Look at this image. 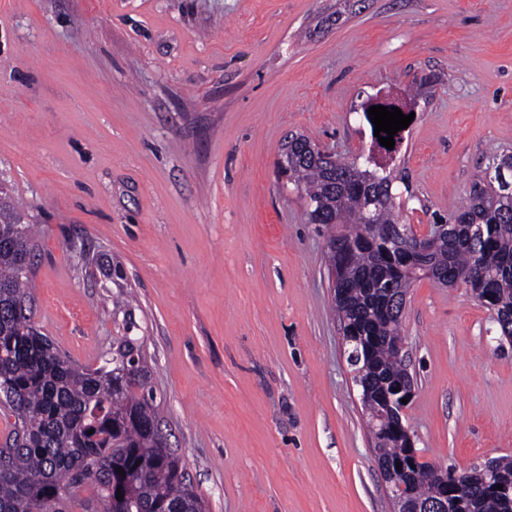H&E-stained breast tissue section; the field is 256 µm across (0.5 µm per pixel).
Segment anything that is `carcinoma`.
I'll list each match as a JSON object with an SVG mask.
<instances>
[{"instance_id":"1","label":"carcinoma","mask_w":512,"mask_h":512,"mask_svg":"<svg viewBox=\"0 0 512 512\" xmlns=\"http://www.w3.org/2000/svg\"><path fill=\"white\" fill-rule=\"evenodd\" d=\"M372 137L368 155L321 159L308 137L291 138L281 154L292 184L307 203L310 224L328 229V270L336 272L335 306L343 331L367 352L360 377L372 403L369 428L387 432L378 464L412 497L436 500L444 473L422 462L396 469L409 442L394 433L383 395L402 372L393 344L402 338L394 290L421 279L463 283L512 331V190L481 176L466 203L448 217L449 237L415 264L388 244L395 227L411 228L396 212L393 170ZM31 227L0 190V412L14 423L0 444V512H202L204 502L181 458L162 434L147 368L125 370L143 342L123 336L112 355L92 367L69 359L34 327ZM122 468L119 474L116 468ZM458 512H512V501L467 472L459 478ZM122 492V499L116 498Z\"/></svg>"}]
</instances>
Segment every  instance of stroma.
<instances>
[{
  "mask_svg": "<svg viewBox=\"0 0 512 512\" xmlns=\"http://www.w3.org/2000/svg\"><path fill=\"white\" fill-rule=\"evenodd\" d=\"M370 97L415 113L392 168L426 233L512 148V0H0V187L37 227L35 322L82 364L143 338L206 512H392L324 231L277 171L295 134L369 149ZM493 316L463 284L410 289L421 460L512 458Z\"/></svg>",
  "mask_w": 512,
  "mask_h": 512,
  "instance_id": "1",
  "label": "stroma"
}]
</instances>
